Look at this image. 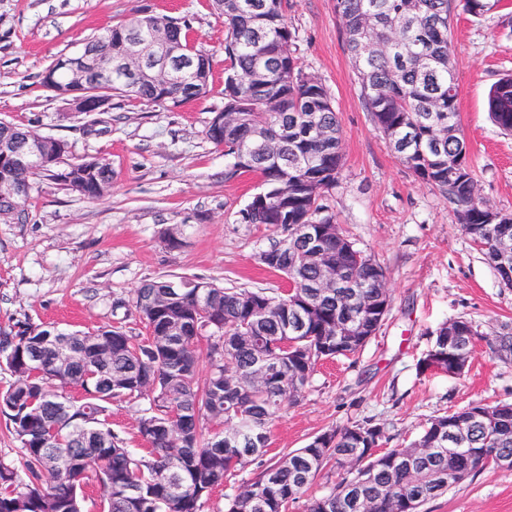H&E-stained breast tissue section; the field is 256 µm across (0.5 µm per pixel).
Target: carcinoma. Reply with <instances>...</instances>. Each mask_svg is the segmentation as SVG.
I'll list each match as a JSON object with an SVG mask.
<instances>
[{
    "instance_id": "obj_1",
    "label": "carcinoma",
    "mask_w": 512,
    "mask_h": 512,
    "mask_svg": "<svg viewBox=\"0 0 512 512\" xmlns=\"http://www.w3.org/2000/svg\"><path fill=\"white\" fill-rule=\"evenodd\" d=\"M224 16V137L212 126L206 138L232 159L231 180L245 172L263 182L264 200L241 210L244 224H267L275 237L259 264L281 273L292 291L270 288H170L167 280L144 281L131 296L150 335L149 343L120 326L67 333L78 361L60 363L49 330L20 322L0 330V357L12 380L0 388V416L20 444L18 455L0 460V512H85L84 486L96 481L100 512H202L226 477L265 455L270 425L297 402L321 360L356 355L381 328L392 298L374 256L358 248L327 205L343 170L342 134L326 87L306 73L296 56L297 35L286 21L294 0H211ZM502 0H336L346 48L356 70L364 107L394 154L418 179L456 206L462 230L483 251L499 281L512 288V214L476 196V171L458 112L456 62L451 40L455 10L482 18ZM184 47L187 59L209 53L194 45L187 21L151 15ZM140 16L88 40L107 56L123 51L126 32ZM182 63L176 83L160 90L132 84L112 72L97 82L99 96L126 97L177 106L209 92ZM63 83L67 71L54 60L41 84ZM492 122L512 132V73L490 88ZM52 157L40 171L12 170L13 182L31 187L46 177L80 197L99 200L112 189V169L99 160L65 164ZM309 224L316 248L293 236L292 225ZM342 272L344 288L320 287L322 268ZM162 309L140 307L148 296ZM459 340L448 322L432 332L419 372L432 352L468 366L484 333L462 319ZM180 327L177 336L169 331ZM341 340H336V337ZM512 355V327L493 339ZM43 365L31 377L32 357ZM78 389L75 398L70 391ZM140 406L137 430L148 447H126L110 424L112 401ZM465 423L462 437L453 433ZM383 431L367 421L331 427L304 447L261 469L234 495L224 512H287L305 499L304 512H424L431 500L478 472L494 457H512V403L473 402L429 419L400 448L380 451ZM341 480L319 496H307L328 464Z\"/></svg>"
}]
</instances>
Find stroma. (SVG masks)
Returning a JSON list of instances; mask_svg holds the SVG:
<instances>
[{"instance_id":"35a3bbf8","label":"stroma","mask_w":512,"mask_h":512,"mask_svg":"<svg viewBox=\"0 0 512 512\" xmlns=\"http://www.w3.org/2000/svg\"><path fill=\"white\" fill-rule=\"evenodd\" d=\"M185 18L212 56L206 97L179 106L116 98L89 135V114L42 87L40 75L132 14ZM501 12H455L460 128L477 196L512 213V135L487 113L488 90L512 72V31ZM288 25L303 69L328 89L342 130L344 168L328 204L358 248L386 270L392 309L363 350L318 365L297 404L271 427L262 463H274L331 426L367 420L389 446L415 438L431 417L472 402H512V358L478 342L461 377L420 373L439 324L459 317L485 333L512 323V288L500 284L461 230L453 205L416 179L390 150L362 102L335 0H297ZM224 106V19L209 0H0V122L68 142L75 159L112 167L99 201L37 181L21 219L0 221V329L28 322L61 332L123 326L143 336L134 310L113 309L148 279L199 277L227 288H281L283 275L255 256L272 236L240 212L260 191L258 176L225 180L223 149L204 135ZM177 229L178 244L167 233ZM261 463V464H262ZM428 512H512V470L486 469L432 500Z\"/></svg>"}]
</instances>
